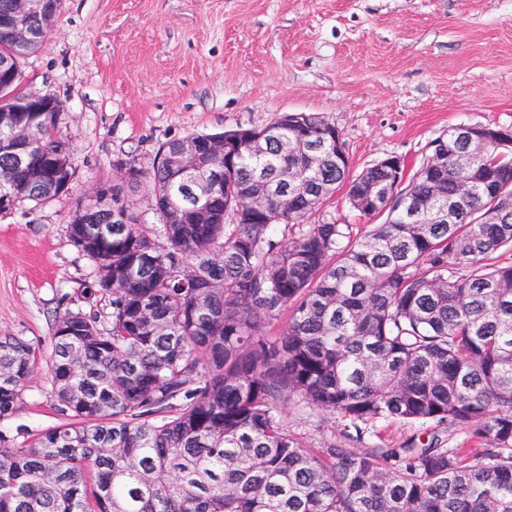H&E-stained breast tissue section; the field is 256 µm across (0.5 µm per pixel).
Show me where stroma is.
Here are the masks:
<instances>
[{
	"mask_svg": "<svg viewBox=\"0 0 512 512\" xmlns=\"http://www.w3.org/2000/svg\"><path fill=\"white\" fill-rule=\"evenodd\" d=\"M21 70L22 91L60 101L78 164L69 194L0 216V336L44 361L91 271L68 225L117 160L302 111L340 130L352 172L392 155L416 170L450 127L512 128V0H63ZM48 388L37 370L16 424H56ZM284 416L305 444L352 445L329 414L293 400Z\"/></svg>",
	"mask_w": 512,
	"mask_h": 512,
	"instance_id": "stroma-1",
	"label": "stroma"
}]
</instances>
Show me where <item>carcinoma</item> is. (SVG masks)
<instances>
[{
	"label": "carcinoma",
	"mask_w": 512,
	"mask_h": 512,
	"mask_svg": "<svg viewBox=\"0 0 512 512\" xmlns=\"http://www.w3.org/2000/svg\"><path fill=\"white\" fill-rule=\"evenodd\" d=\"M12 2L0 0V61L17 51L3 23ZM61 2L27 20L42 36L26 55ZM59 111L56 100L30 130L55 188L0 153L9 206L34 211L71 190L77 162L56 134ZM454 132L405 200L386 164L352 174L323 116L285 112L272 128L208 134L224 143L222 218L195 209L210 185L173 178L172 139L144 171L153 233L132 214L83 224L75 210L69 238L93 271L54 323L47 382L61 422L0 427V512H512V154L492 150L462 171ZM295 171L308 175L294 183ZM461 180L473 188L462 199ZM343 187L380 222L355 240L333 218L303 225ZM258 193L264 209H240ZM425 204L454 208L453 223L423 219ZM36 367L31 343L0 336V424L18 415ZM293 399L359 441L399 421L458 428L472 447L434 434L312 448L285 423Z\"/></svg>",
	"instance_id": "1"
}]
</instances>
